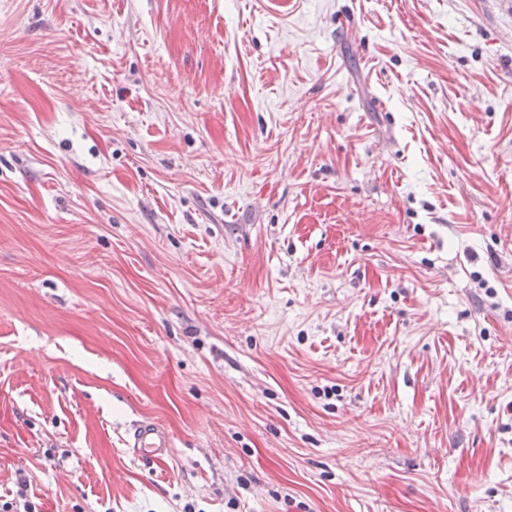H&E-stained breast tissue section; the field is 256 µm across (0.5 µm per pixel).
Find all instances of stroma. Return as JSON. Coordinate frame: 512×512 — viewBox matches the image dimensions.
I'll list each match as a JSON object with an SVG mask.
<instances>
[{
	"instance_id": "obj_1",
	"label": "stroma",
	"mask_w": 512,
	"mask_h": 512,
	"mask_svg": "<svg viewBox=\"0 0 512 512\" xmlns=\"http://www.w3.org/2000/svg\"><path fill=\"white\" fill-rule=\"evenodd\" d=\"M19 497L512 512V0H0ZM167 438L159 427L142 426L135 436L134 453L139 457H151L167 448Z\"/></svg>"
}]
</instances>
